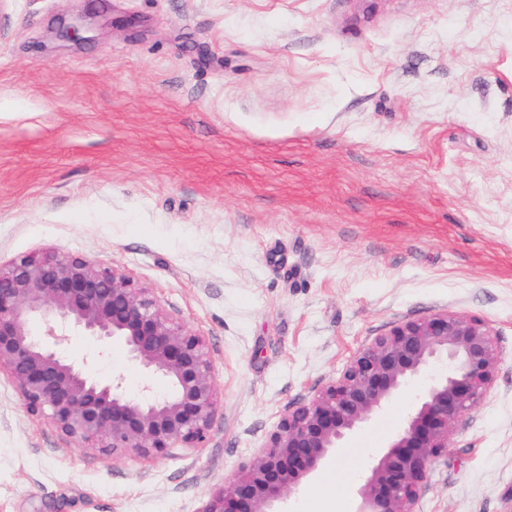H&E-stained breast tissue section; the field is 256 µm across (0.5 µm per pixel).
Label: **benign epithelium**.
I'll use <instances>...</instances> for the list:
<instances>
[{
  "label": "benign epithelium",
  "instance_id": "7a95c632",
  "mask_svg": "<svg viewBox=\"0 0 512 512\" xmlns=\"http://www.w3.org/2000/svg\"><path fill=\"white\" fill-rule=\"evenodd\" d=\"M77 333L93 337L101 355L123 342L146 375L142 396H128L120 377L100 382L88 363L64 358L60 348ZM499 359L495 335L475 317L443 312L392 327L311 400L286 410L201 512H288L287 500L336 449L427 373L403 426L376 454L355 510L415 512L429 465L493 387ZM0 373L30 414L114 458L160 460L174 448H202L218 409L203 336L120 269L54 249L0 265ZM158 379L168 384L160 394Z\"/></svg>",
  "mask_w": 512,
  "mask_h": 512
}]
</instances>
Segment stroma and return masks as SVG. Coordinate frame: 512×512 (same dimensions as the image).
<instances>
[{
    "label": "stroma",
    "instance_id": "1",
    "mask_svg": "<svg viewBox=\"0 0 512 512\" xmlns=\"http://www.w3.org/2000/svg\"><path fill=\"white\" fill-rule=\"evenodd\" d=\"M0 263L123 269L205 337L206 447L112 460L0 374V512H200L279 415L393 326L450 311L497 338L493 388L416 512H512V0H7ZM78 14L86 41L56 32ZM61 353L145 384L125 346ZM415 381L289 502L354 512Z\"/></svg>",
    "mask_w": 512,
    "mask_h": 512
}]
</instances>
